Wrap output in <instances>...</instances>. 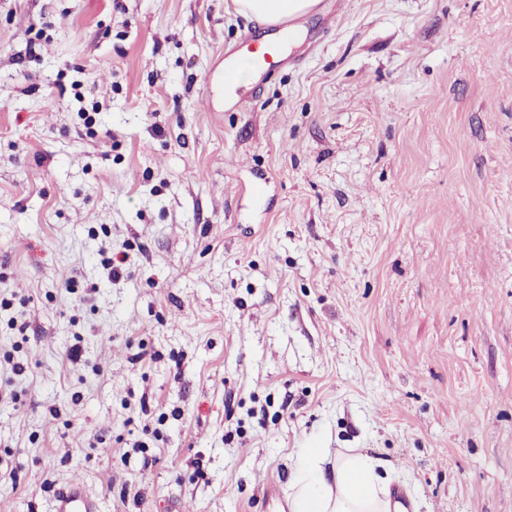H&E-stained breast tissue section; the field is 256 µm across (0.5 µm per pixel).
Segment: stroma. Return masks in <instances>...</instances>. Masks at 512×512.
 Segmentation results:
<instances>
[{
	"label": "stroma",
	"instance_id": "obj_1",
	"mask_svg": "<svg viewBox=\"0 0 512 512\" xmlns=\"http://www.w3.org/2000/svg\"><path fill=\"white\" fill-rule=\"evenodd\" d=\"M257 25L0 0V512H288L310 447L512 512V0H346L214 111ZM55 512H99L97 503L87 492L81 476H73L56 497Z\"/></svg>",
	"mask_w": 512,
	"mask_h": 512
}]
</instances>
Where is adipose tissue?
Listing matches in <instances>:
<instances>
[{"instance_id":"ef3b65f1","label":"adipose tissue","mask_w":512,"mask_h":512,"mask_svg":"<svg viewBox=\"0 0 512 512\" xmlns=\"http://www.w3.org/2000/svg\"><path fill=\"white\" fill-rule=\"evenodd\" d=\"M325 460L324 449H302L288 485L289 512H391L390 485L375 458L340 453L329 470Z\"/></svg>"}]
</instances>
